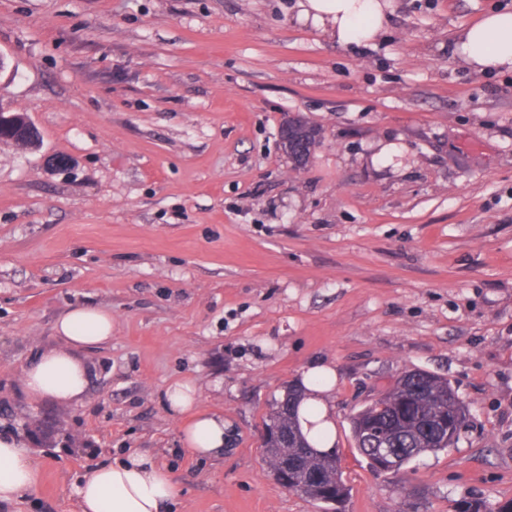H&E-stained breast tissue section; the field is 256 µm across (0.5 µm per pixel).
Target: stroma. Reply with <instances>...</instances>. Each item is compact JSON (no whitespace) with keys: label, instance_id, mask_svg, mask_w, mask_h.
I'll return each instance as SVG.
<instances>
[{"label":"stroma","instance_id":"stroma-1","mask_svg":"<svg viewBox=\"0 0 512 512\" xmlns=\"http://www.w3.org/2000/svg\"><path fill=\"white\" fill-rule=\"evenodd\" d=\"M493 9L512 0H393L343 47L299 0H0V99L41 136L0 143V434L42 472L0 512H76L77 478L131 448L178 481L171 512H324L260 447L268 402L319 361L345 512L512 499V74L472 69L457 39ZM289 114L321 132L299 169ZM79 304L112 315L85 403L26 401ZM413 369L467 415L391 479L351 417ZM183 379L223 412V455L184 446L165 400Z\"/></svg>","mask_w":512,"mask_h":512}]
</instances>
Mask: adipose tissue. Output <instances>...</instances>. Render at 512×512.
Here are the masks:
<instances>
[{
	"instance_id": "adipose-tissue-1",
	"label": "adipose tissue",
	"mask_w": 512,
	"mask_h": 512,
	"mask_svg": "<svg viewBox=\"0 0 512 512\" xmlns=\"http://www.w3.org/2000/svg\"><path fill=\"white\" fill-rule=\"evenodd\" d=\"M301 13L320 27L330 28L339 45L369 43L390 22V0H302ZM461 45L475 69L512 71V11H492L466 28ZM57 345L38 352L20 377V389L28 400H49L60 406L82 404L92 368L82 356L112 337L110 313L78 306L56 321ZM336 371L327 364L311 366L304 374L300 412L304 433L331 449L336 432L331 421L329 391ZM169 410L192 413L183 441L194 455L216 456L223 452L230 434L224 416L200 408L199 390L192 381L177 382L165 392ZM40 485L39 470L28 443L13 434L0 435V505L17 500ZM79 512H165L179 488L173 475L152 456L131 452L88 468L76 486Z\"/></svg>"
}]
</instances>
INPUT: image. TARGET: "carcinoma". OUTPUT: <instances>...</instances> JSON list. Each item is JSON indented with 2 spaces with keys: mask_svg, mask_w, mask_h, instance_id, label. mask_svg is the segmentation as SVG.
<instances>
[{
  "mask_svg": "<svg viewBox=\"0 0 512 512\" xmlns=\"http://www.w3.org/2000/svg\"><path fill=\"white\" fill-rule=\"evenodd\" d=\"M294 119L301 138L292 145L288 159L304 166L319 144L320 131L300 114ZM301 399V390L288 387L281 398L273 401L263 421V426L280 430V436L271 437L263 447L269 472L278 484L282 478L277 473L284 458L297 455L302 446L311 447L298 423ZM464 417L466 406L448 379L426 371H408L392 389L354 414V448L364 457L379 444L437 453L457 443ZM288 491L325 504L332 512H345L350 494L340 458L333 459L326 453L303 458L288 471Z\"/></svg>",
  "mask_w": 512,
  "mask_h": 512,
  "instance_id": "1",
  "label": "carcinoma"
}]
</instances>
